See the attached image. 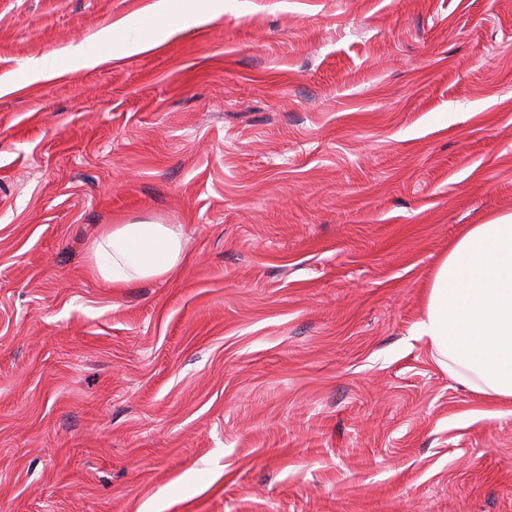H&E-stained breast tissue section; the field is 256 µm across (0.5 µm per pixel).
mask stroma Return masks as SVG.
<instances>
[{"instance_id":"stroma-1","label":"stroma","mask_w":512,"mask_h":512,"mask_svg":"<svg viewBox=\"0 0 512 512\" xmlns=\"http://www.w3.org/2000/svg\"><path fill=\"white\" fill-rule=\"evenodd\" d=\"M154 2L0 0V512H512V403L419 332L512 214V0H170L71 70ZM140 222L180 267L93 276ZM145 21L141 17H128L102 32L96 42L81 46L73 55L71 70L97 67L111 59L149 51L158 46L165 29L158 27L146 37L141 30ZM119 37V38H118ZM176 224H106L91 245L90 269L116 286L160 279L179 267L184 240Z\"/></svg>"}]
</instances>
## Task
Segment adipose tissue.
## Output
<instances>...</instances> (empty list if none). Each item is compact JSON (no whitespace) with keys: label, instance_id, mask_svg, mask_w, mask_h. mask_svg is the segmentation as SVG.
<instances>
[{"label":"adipose tissue","instance_id":"1","mask_svg":"<svg viewBox=\"0 0 512 512\" xmlns=\"http://www.w3.org/2000/svg\"><path fill=\"white\" fill-rule=\"evenodd\" d=\"M143 18L128 17L72 57L76 69L149 51L165 36L142 33ZM90 269L127 286L160 279L179 267L182 233L175 224H107L91 245ZM437 364L471 390L512 401V214L472 225L449 249L429 287L425 317Z\"/></svg>","mask_w":512,"mask_h":512}]
</instances>
